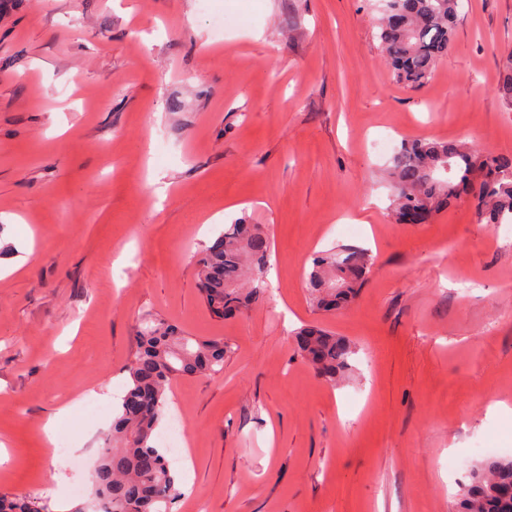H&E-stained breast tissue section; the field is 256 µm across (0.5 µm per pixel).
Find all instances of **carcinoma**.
<instances>
[{
    "label": "carcinoma",
    "mask_w": 512,
    "mask_h": 512,
    "mask_svg": "<svg viewBox=\"0 0 512 512\" xmlns=\"http://www.w3.org/2000/svg\"><path fill=\"white\" fill-rule=\"evenodd\" d=\"M461 2L385 0L377 38L396 82L419 89L432 79L451 47ZM503 69L498 92L512 107V54ZM390 175L398 218L413 209L429 219L466 189L478 223H512V155L479 156L462 142L408 140L394 153ZM272 245L267 228L240 221L224 226L203 248L197 284L213 315L232 317L264 297ZM372 264L366 249L314 257L306 278L315 306L326 312L343 308L358 294ZM245 279L246 290L241 288ZM137 341L108 447L93 473L95 496L104 512H170L172 501L181 495L179 480L154 439L166 390L179 378L221 372L231 350L222 339L193 338L150 316L139 320ZM295 342L328 381L347 368L353 354L349 342L317 326L301 329ZM460 504L462 512H512V457L484 458L461 488ZM0 512H49V507L40 497L1 494Z\"/></svg>",
    "instance_id": "carcinoma-1"
}]
</instances>
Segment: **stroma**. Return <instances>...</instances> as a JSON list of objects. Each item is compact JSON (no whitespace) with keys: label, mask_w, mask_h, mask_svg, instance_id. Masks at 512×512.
I'll list each match as a JSON object with an SVG mask.
<instances>
[{"label":"stroma","mask_w":512,"mask_h":512,"mask_svg":"<svg viewBox=\"0 0 512 512\" xmlns=\"http://www.w3.org/2000/svg\"><path fill=\"white\" fill-rule=\"evenodd\" d=\"M7 0L0 10V493L97 512L92 474L128 380L135 324L159 315L232 345L173 382L175 462L210 512H455L481 438L512 440V237L466 199L427 224L391 213L390 157L427 138L512 154L498 93L512 0H463L431 81L395 83L379 0ZM166 197L146 199L150 172ZM268 226L270 289L212 315L198 259L225 225ZM374 263L327 314L305 273L330 250ZM354 352L318 376L293 333ZM55 418L82 465L48 442Z\"/></svg>","instance_id":"obj_1"}]
</instances>
